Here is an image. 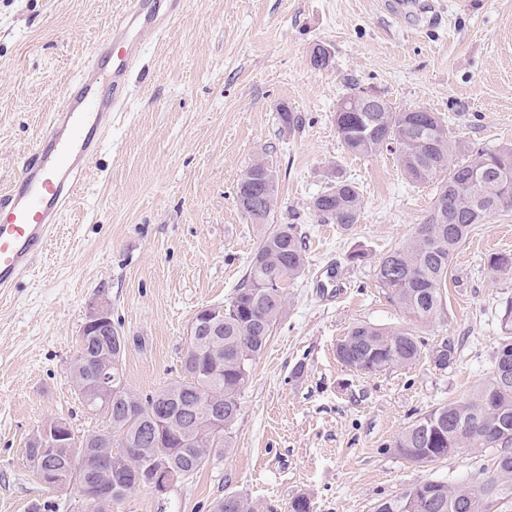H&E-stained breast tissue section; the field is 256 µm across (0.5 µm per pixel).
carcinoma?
Here are the masks:
<instances>
[{"mask_svg": "<svg viewBox=\"0 0 512 512\" xmlns=\"http://www.w3.org/2000/svg\"><path fill=\"white\" fill-rule=\"evenodd\" d=\"M336 130L348 152L370 156L390 151L405 175L415 183L440 180L438 193L412 239L384 254L376 280L393 301L417 321L431 324L444 310L448 273L453 256L476 224L512 209V145L485 151L448 135L435 112H338ZM272 164L257 160L238 180L235 196L252 197L263 184L246 177ZM278 186L267 191L262 209L241 212L253 224L269 223ZM310 209L324 222L344 230L358 223L363 199L358 188L333 171L327 186L313 197ZM308 263L303 240L293 224H278L266 232L251 258L245 279L224 305V335L192 336L182 358L184 378L141 399L129 390L98 405L101 429L90 432L109 440L114 451L99 454L74 446L59 449L60 467L84 480L85 494L97 491L104 472L119 465L117 478L126 487L147 485L154 468L167 462L190 476L210 458L230 448L229 430L240 411L238 396L248 382L251 362L265 349L276 322L286 308L288 282L301 276ZM491 274L512 272V255L484 259ZM126 337L113 325L107 335L82 334L71 367V379L81 403L94 387L103 364L112 362V377L124 382L121 361ZM494 357L492 375L466 398L440 404L408 425L394 444L412 464H429L460 448H500L492 474L479 486L464 483L420 482L400 496L380 501L375 512H490L512 504V383L499 374L503 346ZM423 354V342L410 328H380L358 322L336 345L346 366L363 373L406 367ZM169 418L158 428L160 413ZM224 420V434L205 432L213 414ZM469 429L461 435L458 427ZM222 512H256L237 494L224 496Z\"/></svg>", "mask_w": 512, "mask_h": 512, "instance_id": "cac0c4a2", "label": "carcinoma"}]
</instances>
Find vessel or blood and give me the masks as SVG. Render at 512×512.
Returning a JSON list of instances; mask_svg holds the SVG:
<instances>
[{"mask_svg":"<svg viewBox=\"0 0 512 512\" xmlns=\"http://www.w3.org/2000/svg\"><path fill=\"white\" fill-rule=\"evenodd\" d=\"M183 0H124L108 38L72 81L44 131L0 191V293L9 292L47 249L72 200L84 189L83 172L105 147L112 118L140 46L179 14Z\"/></svg>","mask_w":512,"mask_h":512,"instance_id":"b4317fda","label":"vessel or blood"}]
</instances>
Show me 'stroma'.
<instances>
[{
    "instance_id": "1",
    "label": "stroma",
    "mask_w": 512,
    "mask_h": 512,
    "mask_svg": "<svg viewBox=\"0 0 512 512\" xmlns=\"http://www.w3.org/2000/svg\"><path fill=\"white\" fill-rule=\"evenodd\" d=\"M187 0L148 38L112 120V142L84 174L47 252L0 298V512H82L77 491L52 489L25 454L54 416L98 429L70 379L90 304L107 302L128 339L127 389L146 397L183 376L188 329L230 301L263 230L240 212L242 172L276 167L273 221L306 237L308 264L242 389L230 451L166 497L141 487L119 512H213L235 492L258 512H375L426 480L480 485L497 454L465 448L428 466L395 439L431 408L472 393L493 370L512 304V274L483 267L512 254V211L476 225L451 263L444 312L424 325L380 288L375 266L423 223L436 182L413 184L390 152L349 154L336 105L350 86L398 110L438 113L480 149L512 144V0ZM123 0H0V188L19 173L43 120L110 30ZM331 52L324 70L309 55ZM300 115L283 133L279 112ZM355 182L364 209L351 230L310 210L329 169ZM362 252L363 261L349 256ZM409 327L426 346L452 341L448 368L428 355L373 374L344 366L336 344L355 322Z\"/></svg>"
}]
</instances>
